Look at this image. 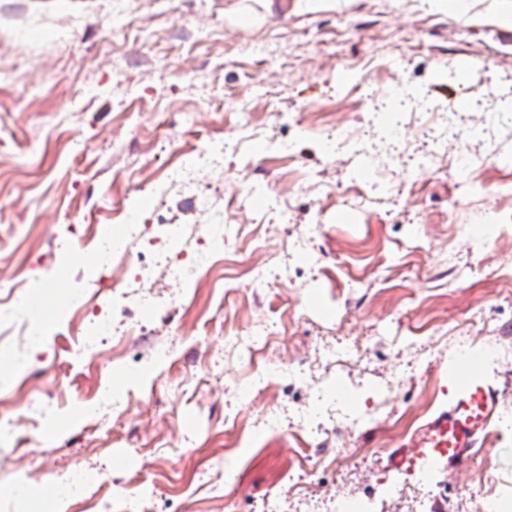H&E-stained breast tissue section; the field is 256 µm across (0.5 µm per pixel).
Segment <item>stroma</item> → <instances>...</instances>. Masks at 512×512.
Returning a JSON list of instances; mask_svg holds the SVG:
<instances>
[{
  "label": "stroma",
  "mask_w": 512,
  "mask_h": 512,
  "mask_svg": "<svg viewBox=\"0 0 512 512\" xmlns=\"http://www.w3.org/2000/svg\"><path fill=\"white\" fill-rule=\"evenodd\" d=\"M512 0H0V283L51 313L97 261L82 224H247L199 274L158 255L94 361L0 356V512H476L512 503V164L458 196L512 100ZM357 69H350V62ZM472 227L459 234V225ZM269 350L242 360L249 327ZM287 367L271 377V363ZM500 390L446 483L381 458L451 393ZM324 420L300 443L310 407ZM355 451L311 485L295 455ZM286 479H279L280 471ZM237 478L232 506L219 490Z\"/></svg>",
  "instance_id": "stroma-1"
}]
</instances>
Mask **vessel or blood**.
<instances>
[{
	"mask_svg": "<svg viewBox=\"0 0 512 512\" xmlns=\"http://www.w3.org/2000/svg\"><path fill=\"white\" fill-rule=\"evenodd\" d=\"M499 406V393L472 372L456 383L445 409L417 432L410 451L388 454L387 468L408 476L453 475L469 459Z\"/></svg>",
	"mask_w": 512,
	"mask_h": 512,
	"instance_id": "1",
	"label": "vessel or blood"
}]
</instances>
